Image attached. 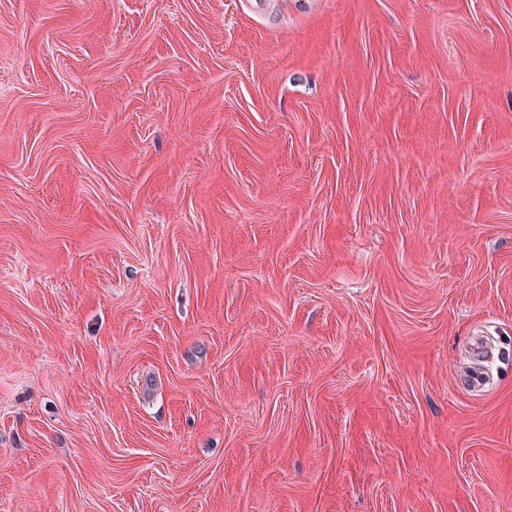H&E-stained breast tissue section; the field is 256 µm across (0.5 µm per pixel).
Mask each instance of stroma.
<instances>
[{
    "label": "stroma",
    "instance_id": "35a3bbf8",
    "mask_svg": "<svg viewBox=\"0 0 512 512\" xmlns=\"http://www.w3.org/2000/svg\"><path fill=\"white\" fill-rule=\"evenodd\" d=\"M0 512H512V0H0Z\"/></svg>",
    "mask_w": 512,
    "mask_h": 512
}]
</instances>
